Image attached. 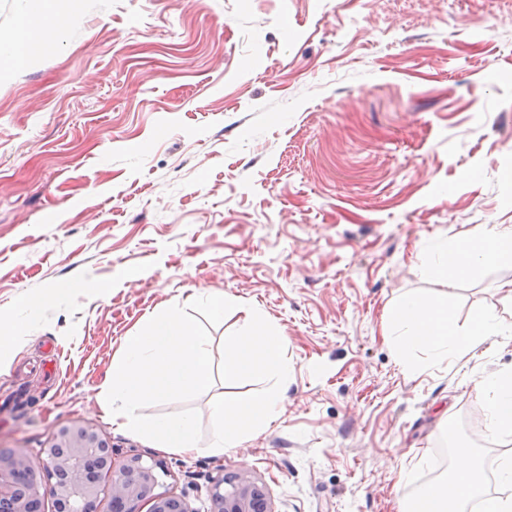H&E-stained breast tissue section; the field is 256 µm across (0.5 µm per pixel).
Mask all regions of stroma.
Masks as SVG:
<instances>
[{
	"instance_id": "35a3bbf8",
	"label": "stroma",
	"mask_w": 512,
	"mask_h": 512,
	"mask_svg": "<svg viewBox=\"0 0 512 512\" xmlns=\"http://www.w3.org/2000/svg\"><path fill=\"white\" fill-rule=\"evenodd\" d=\"M60 46L0 77V446L37 456L85 422L117 462L160 459L157 492L210 512L220 470L276 512H401L454 452L499 464L475 383L512 338L408 371L384 327L404 293L512 323V264L446 284L433 250L512 225V0H69ZM206 288L288 338L286 383L230 380L195 409L201 448L154 449L98 391L123 339ZM275 391L277 414L213 453L215 402Z\"/></svg>"
}]
</instances>
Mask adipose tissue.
Instances as JSON below:
<instances>
[{
  "instance_id": "adipose-tissue-1",
  "label": "adipose tissue",
  "mask_w": 512,
  "mask_h": 512,
  "mask_svg": "<svg viewBox=\"0 0 512 512\" xmlns=\"http://www.w3.org/2000/svg\"><path fill=\"white\" fill-rule=\"evenodd\" d=\"M12 32L0 39V74L19 71L32 65L41 55L56 49L69 18L63 0H16ZM512 261V228L491 226L472 237L458 239L452 246L435 251L421 265L425 277L444 276L449 282L468 277L475 268H491ZM243 334L224 339V367L234 377L269 376L287 381L292 372L285 354L286 336L274 331L263 317L247 312ZM504 320L493 310L477 309L466 320H459L447 302L424 295L404 294L387 312L386 334L401 361L411 371H421L417 353H424L431 365L461 360L479 345L497 342L506 336ZM485 394L494 419V430L512 436V372H495L478 383ZM275 393L256 398L227 394L217 405L220 428L213 449L236 448L273 418ZM483 483L479 461L460 453L451 475L420 487L406 512H463L464 503L473 498Z\"/></svg>"
}]
</instances>
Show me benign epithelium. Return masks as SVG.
Returning a JSON list of instances; mask_svg holds the SVG:
<instances>
[{"instance_id":"1","label":"benign epithelium","mask_w":512,"mask_h":512,"mask_svg":"<svg viewBox=\"0 0 512 512\" xmlns=\"http://www.w3.org/2000/svg\"><path fill=\"white\" fill-rule=\"evenodd\" d=\"M167 472L159 459L147 464L133 455L118 465L114 448L88 424L61 427L32 458L13 448H0V512H45L38 477L56 482L49 489L53 512H96L99 481L96 473L111 476L110 512H192L175 494H155V470ZM211 512H274L268 489L242 472L220 474L213 483Z\"/></svg>"}]
</instances>
